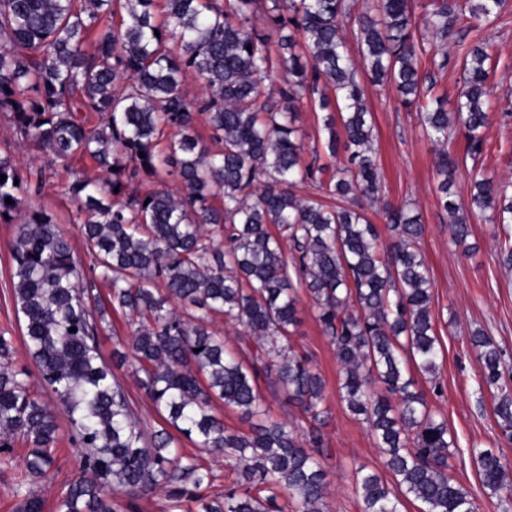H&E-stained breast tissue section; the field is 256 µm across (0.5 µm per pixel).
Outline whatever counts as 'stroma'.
<instances>
[{"instance_id": "stroma-1", "label": "stroma", "mask_w": 512, "mask_h": 512, "mask_svg": "<svg viewBox=\"0 0 512 512\" xmlns=\"http://www.w3.org/2000/svg\"><path fill=\"white\" fill-rule=\"evenodd\" d=\"M467 40L472 44L486 42L492 61L488 80L491 92L485 104L489 123L484 130L489 148L476 165H461L455 174L453 191L456 200L462 203L470 198L474 173L512 182V0H506L493 23L480 32L470 33ZM441 54L448 57L447 67L439 71L432 69V56ZM419 64L422 73L433 82V95L455 101L462 82L460 58L453 46L444 47L440 42L426 39ZM365 101L373 118L383 198L395 205L412 204L424 226L419 247L433 281L431 309L442 348L438 374L445 386L443 397L432 396L428 402L432 410L446 418L459 443L458 451L448 460V473L473 494L479 512H501L496 498L490 497L481 485L471 451L490 448L512 464V441L503 436L497 424L491 393L478 391L482 363L470 341V333L483 330L512 357V270L503 266L493 239L494 228L481 216L470 218L469 241L474 244V251L463 252L453 243L449 217L438 205L433 191L437 153L424 135L416 112L401 105L398 93L391 86L366 85ZM98 174L96 166L88 160L77 159L66 167L55 165L36 198L37 204L54 215L76 256L82 260L87 257L82 233L72 221L75 207L64 189L76 177ZM16 233V224L0 222V332L7 331L16 337L13 364L29 370L30 389L36 392L40 386L33 374L35 365L18 340L20 326L12 298L9 244ZM298 309L300 324L294 337L295 346L307 355L326 383L329 423L323 429V437L332 472L327 512H360L353 471L359 466L381 470L382 456L364 423L338 398L339 365L335 351L316 319V310L308 296H301ZM44 400L60 425L52 476L42 480L27 473L24 457L28 446L24 439H16L9 463H0V512H18L21 494L29 489L43 498L44 512H56L59 495L80 474V456L70 442L66 414L52 395H45ZM179 444L185 456L196 458L210 471L207 496L222 495L225 488L236 484L237 475L225 466L223 457L202 452L184 437Z\"/></svg>"}]
</instances>
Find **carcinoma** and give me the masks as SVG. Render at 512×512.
<instances>
[{
  "label": "carcinoma",
  "instance_id": "obj_1",
  "mask_svg": "<svg viewBox=\"0 0 512 512\" xmlns=\"http://www.w3.org/2000/svg\"><path fill=\"white\" fill-rule=\"evenodd\" d=\"M263 1L271 7L260 30L253 17ZM502 6L433 0L418 13L414 0H166L161 18L156 0H0V112L11 114L23 142L55 161L88 157L103 172L73 181L66 193L89 271L110 287L106 301L91 296L87 270L54 217L27 203L43 171L24 176L11 155L0 154V220L23 217L10 244L23 341L41 386L65 408L81 458V476L61 493L57 512H132L131 501L161 488L173 506L188 497L200 512H283L281 495L295 512H325V380L294 345L300 288L334 347L339 399L363 417L394 479L390 486L356 469L361 512H402L411 499L420 512H477L471 493L447 472L457 439L407 368L415 364L434 396L444 395L433 282L418 247L424 227L385 203V244L364 213L381 200V186L359 74L393 85L402 106L419 112L438 148V203L451 215L452 240L467 249L470 225L450 192L460 163L455 144L463 138L474 161L486 153L491 55L466 45L465 35ZM352 15L356 62L344 32ZM421 29L452 42L462 58L463 91L451 109L440 97L424 101ZM188 72L202 83L191 101L182 93ZM267 81L277 82L272 94L263 92ZM305 100L325 113L330 155H347L326 182L327 166L316 156L305 160L297 135ZM85 112L97 113V123L89 125ZM199 124L213 146L201 145ZM136 178L154 188L126 192ZM302 185L318 194L298 195ZM469 209L495 224L503 265L511 267L512 184L474 179ZM112 310L128 315L132 328V353L113 356L133 367L172 428L224 456L237 473L224 496L201 493L210 472L180 452L174 435L146 433L98 350ZM216 316L243 329L247 358L209 329ZM471 343L481 384L497 390V424L512 441L505 354L481 330ZM13 350V337L0 332V456L21 436L27 473L47 479L59 425L30 391L27 372L10 365ZM262 378L314 422L308 434L286 421L232 432L212 412L219 400L249 419L261 414ZM472 454L483 487L512 506L502 457L488 449Z\"/></svg>",
  "mask_w": 512,
  "mask_h": 512
}]
</instances>
